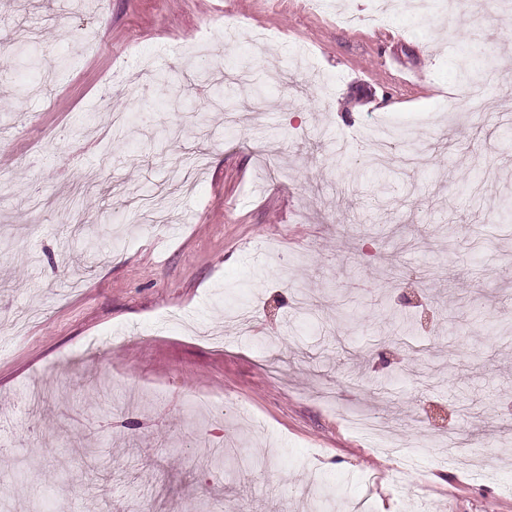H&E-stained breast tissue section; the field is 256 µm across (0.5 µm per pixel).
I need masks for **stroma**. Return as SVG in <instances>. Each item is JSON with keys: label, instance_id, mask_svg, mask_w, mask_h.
Here are the masks:
<instances>
[{"label": "stroma", "instance_id": "35a3bbf8", "mask_svg": "<svg viewBox=\"0 0 512 512\" xmlns=\"http://www.w3.org/2000/svg\"><path fill=\"white\" fill-rule=\"evenodd\" d=\"M478 2L0 0L9 512H308L310 478L338 512H512V11ZM466 55L496 81L462 110ZM240 69L265 110L241 88L229 127Z\"/></svg>", "mask_w": 512, "mask_h": 512}]
</instances>
